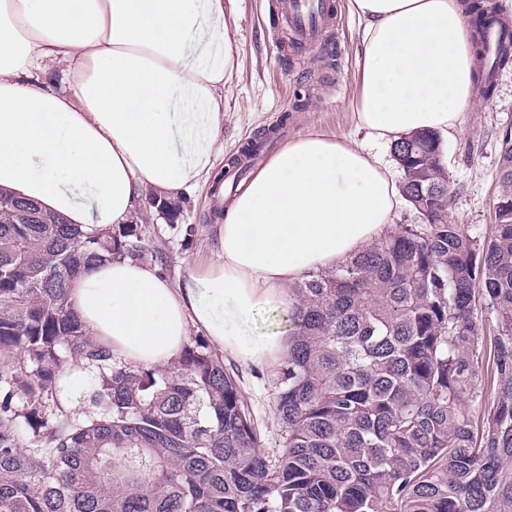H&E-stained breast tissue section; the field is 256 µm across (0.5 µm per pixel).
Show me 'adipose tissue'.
Instances as JSON below:
<instances>
[{"mask_svg": "<svg viewBox=\"0 0 512 512\" xmlns=\"http://www.w3.org/2000/svg\"><path fill=\"white\" fill-rule=\"evenodd\" d=\"M235 0H0V189L83 227L133 223L155 193L210 182L224 150L236 65ZM360 26L359 127L392 144L461 130L473 97L460 0H349ZM392 172L350 140L311 132L258 169L225 208L205 266L172 283L117 259L86 268L68 299L115 360L152 368L191 329L242 364L276 361L285 337L251 316L289 285L360 252L394 224Z\"/></svg>", "mask_w": 512, "mask_h": 512, "instance_id": "adipose-tissue-1", "label": "adipose tissue"}]
</instances>
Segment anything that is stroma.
<instances>
[{
  "instance_id": "35a3bbf8",
  "label": "stroma",
  "mask_w": 512,
  "mask_h": 512,
  "mask_svg": "<svg viewBox=\"0 0 512 512\" xmlns=\"http://www.w3.org/2000/svg\"><path fill=\"white\" fill-rule=\"evenodd\" d=\"M273 0H239L233 29L239 66L224 87L225 156L237 154L263 130L287 122V141L310 132L346 137L363 145L383 163L394 164L391 146L372 142L356 126L358 104L356 70L361 49L359 25L349 0H334L339 34L332 66L306 53L290 59L276 40ZM512 124V66L496 76L491 98H477L463 114L461 134L445 142L450 182L448 217L458 224L489 229L501 144L499 133ZM210 187L182 199L174 222L148 214L141 222L147 251L145 264L159 267L171 281L186 276L191 265L205 262L217 246L209 203ZM240 386L251 403L263 433L266 453L279 452L283 438L276 416L279 365L238 367Z\"/></svg>"
}]
</instances>
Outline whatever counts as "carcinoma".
<instances>
[{"instance_id": "cac0c4a2", "label": "carcinoma", "mask_w": 512, "mask_h": 512, "mask_svg": "<svg viewBox=\"0 0 512 512\" xmlns=\"http://www.w3.org/2000/svg\"><path fill=\"white\" fill-rule=\"evenodd\" d=\"M493 14L475 7L487 97L489 70L512 63L506 46L485 61ZM412 141L393 147L412 222L288 288L274 457L204 343L169 368L119 365L71 309L85 267L141 256L138 225L84 230L0 190V512H512V149L481 233L448 220L436 139ZM148 206L170 222L180 212ZM480 318L494 326L486 343ZM67 357L91 374L98 411L82 420L57 396Z\"/></svg>"}]
</instances>
